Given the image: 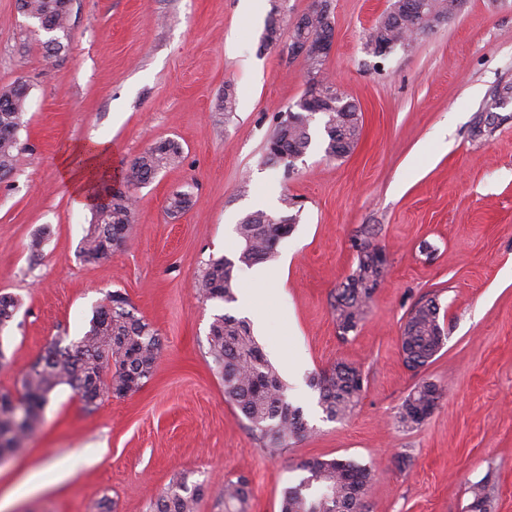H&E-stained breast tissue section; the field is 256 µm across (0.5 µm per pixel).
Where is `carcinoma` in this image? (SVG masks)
Instances as JSON below:
<instances>
[{
	"label": "carcinoma",
	"instance_id": "cac0c4a2",
	"mask_svg": "<svg viewBox=\"0 0 512 512\" xmlns=\"http://www.w3.org/2000/svg\"><path fill=\"white\" fill-rule=\"evenodd\" d=\"M66 0H17L24 17L43 18L63 28L68 22ZM448 14V0H412L411 8L399 13L386 10L380 27L369 34L367 53L374 41L411 47L422 36L423 17L433 21ZM12 103L0 108V131L20 129L24 124L28 86L17 82L0 88V96ZM321 118L324 151L344 158L357 147L363 130L362 114L343 95L315 99L312 107L287 112L279 117L268 141L267 159L288 161L292 155H306L312 145L311 124ZM19 142L0 136V170L12 171ZM181 148L172 140L159 141L142 152L125 170L123 182L131 189L150 183L163 169L178 163ZM134 195L116 191L107 205H97L82 239L80 258L87 263L101 260L103 242L113 234L126 232L132 223ZM300 214L288 216L289 224H273L263 210L246 215L236 227L242 247L231 260H209L197 282L208 299L235 301V270L268 261L275 255L279 240L287 236ZM356 267L347 277L346 287L336 291L332 314L343 338L364 321L368 304L382 280L386 257L369 238L355 243ZM108 303L93 315L85 334L63 346L56 343L36 361L20 380L16 393H0V464L23 447L28 435L42 422L43 410L53 390L68 385L86 399L85 390H110L116 396L139 391L149 381L161 353L157 333L137 315H128L123 306L129 298L119 291L107 295ZM20 301L0 294V332L13 320ZM439 306L433 299L419 300L410 308L401 335V351L409 369L418 371L433 362L444 346ZM208 354L224 379V396L248 422L252 434L272 457L281 456L293 438L305 436L309 427L302 409L287 399L276 368L268 361L252 335L250 325L230 314H221L210 325ZM114 368L110 379L105 370ZM360 367L338 362L316 373L310 385L318 392V404L331 421L348 418L357 409L363 391ZM442 397V389L431 381L418 383L396 412L399 427L417 429L432 414ZM304 476L282 491L281 512H366L365 497L369 469L351 459L313 458L297 464ZM473 512H489L491 492L485 483L471 488ZM250 496L249 480L243 475L224 483V512H246ZM201 490L191 489L183 478L172 480L151 503L152 512H196Z\"/></svg>",
	"mask_w": 512,
	"mask_h": 512
}]
</instances>
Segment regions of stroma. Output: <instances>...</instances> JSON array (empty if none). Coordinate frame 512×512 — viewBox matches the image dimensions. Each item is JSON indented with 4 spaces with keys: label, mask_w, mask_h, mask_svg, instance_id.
<instances>
[{
    "label": "stroma",
    "mask_w": 512,
    "mask_h": 512,
    "mask_svg": "<svg viewBox=\"0 0 512 512\" xmlns=\"http://www.w3.org/2000/svg\"><path fill=\"white\" fill-rule=\"evenodd\" d=\"M389 0H334L336 33L325 69L362 110L348 157L326 156L322 124L294 165L266 159L278 113L308 87L306 63L287 42L263 47L267 14L283 29L311 0H74L69 47L47 57L15 0H0V87L29 88L12 173L0 179V293L21 307L7 331L0 391L58 339L88 330L105 294L125 293L162 342L154 376L138 392L85 406L57 387L23 448L0 465V512H150L174 475L199 486L197 512H222L224 481L250 479L249 512H280L281 492L309 458L371 466L368 512H465L487 483L493 512H512V105L474 133L486 99L512 85V0H466L411 49L379 59L365 43ZM233 88L234 112L223 106ZM105 141L122 171L153 143H179L178 164L135 192L129 245L86 263L78 255L92 216L59 177L63 152ZM178 192L192 198L178 214ZM302 207L270 265L236 273L231 303L204 299L196 282L210 258H235L236 226L283 196ZM49 235L39 255L29 244ZM367 236L388 264L357 331L340 337L331 303ZM265 311L255 330L310 433L269 458L224 397L208 355L214 317H243L240 298ZM436 299L446 336L435 361L407 368L400 336L411 305ZM305 362L292 374L290 354ZM359 364L355 413L326 420L310 377ZM443 396L423 426L395 414L420 381ZM410 456L398 469V455Z\"/></svg>",
    "instance_id": "stroma-1"
}]
</instances>
